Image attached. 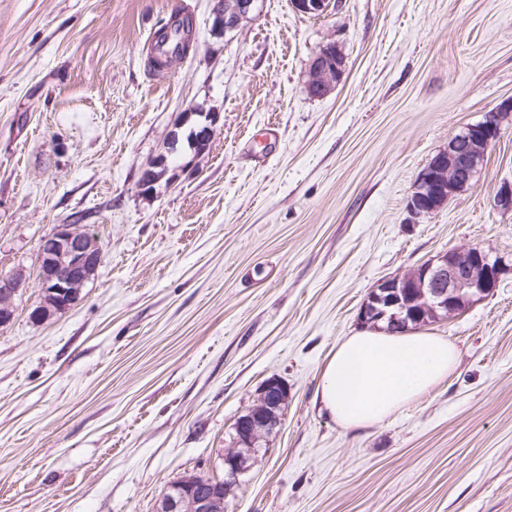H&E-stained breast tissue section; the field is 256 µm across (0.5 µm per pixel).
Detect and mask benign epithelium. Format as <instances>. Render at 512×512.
Returning <instances> with one entry per match:
<instances>
[{
	"label": "benign epithelium",
	"instance_id": "7a95c632",
	"mask_svg": "<svg viewBox=\"0 0 512 512\" xmlns=\"http://www.w3.org/2000/svg\"><path fill=\"white\" fill-rule=\"evenodd\" d=\"M257 0H217L213 29L235 31L251 18ZM331 0H293L295 9L306 15L325 14ZM334 42L324 45L312 58L307 90L313 97L324 96L339 83L345 62ZM508 107L487 113L479 124L464 128L448 140L420 173L408 203L414 216L429 215L453 195L466 189L483 168L488 150L499 138ZM213 129H198L194 157L208 153ZM166 172V156H160L141 175L139 185L149 191ZM102 249L84 224H59L42 240L39 278L41 304L34 318L41 321L54 312L71 309L101 263ZM502 275L499 260L479 247L453 249L424 262L406 274L380 282L372 289L360 311L362 323L387 322L401 327L409 318L419 322L448 318L497 288ZM24 287L21 275H0V327L14 316V298ZM288 400V387L279 379H267L253 406L233 424V445L224 454V480L199 474L183 477L167 487L156 512H226V500L238 477L251 467L253 450L281 425V410Z\"/></svg>",
	"mask_w": 512,
	"mask_h": 512
}]
</instances>
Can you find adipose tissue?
Instances as JSON below:
<instances>
[{
  "mask_svg": "<svg viewBox=\"0 0 512 512\" xmlns=\"http://www.w3.org/2000/svg\"><path fill=\"white\" fill-rule=\"evenodd\" d=\"M456 363L455 348L441 337L363 329L337 343L317 394L344 427L374 426L445 381Z\"/></svg>",
  "mask_w": 512,
  "mask_h": 512,
  "instance_id": "obj_1",
  "label": "adipose tissue"
}]
</instances>
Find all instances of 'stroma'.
I'll use <instances>...</instances> for the list:
<instances>
[{"label":"stroma","instance_id":"1","mask_svg":"<svg viewBox=\"0 0 512 512\" xmlns=\"http://www.w3.org/2000/svg\"><path fill=\"white\" fill-rule=\"evenodd\" d=\"M215 6L0 0V274L25 280L0 328V512H154L181 477L223 476L271 377L282 424L227 512H512V211L494 205L512 117L470 187L408 210L449 138L512 101V0H335L321 17L259 0L226 36ZM178 12L194 49L153 72ZM331 41L344 74L310 96ZM205 124L197 160L186 136ZM79 220L102 247L95 278L34 320L41 241ZM465 246L503 272L420 327L456 347L455 371L367 429L322 411V368L369 291Z\"/></svg>","mask_w":512,"mask_h":512}]
</instances>
